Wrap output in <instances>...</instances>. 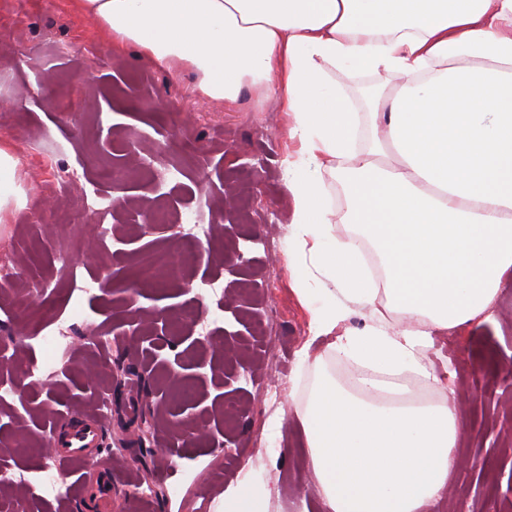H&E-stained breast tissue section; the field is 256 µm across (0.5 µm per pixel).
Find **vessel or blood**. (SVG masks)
<instances>
[{"label": "vessel or blood", "instance_id": "vessel-or-blood-1", "mask_svg": "<svg viewBox=\"0 0 512 512\" xmlns=\"http://www.w3.org/2000/svg\"><path fill=\"white\" fill-rule=\"evenodd\" d=\"M106 425L102 418L93 423L78 426L65 438L55 440L56 455L60 465L68 472L75 473L88 461H96L99 479L94 495L101 503L102 512L112 509V457L102 450V436Z\"/></svg>", "mask_w": 512, "mask_h": 512}]
</instances>
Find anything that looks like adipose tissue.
<instances>
[{
    "instance_id": "ef3b65f1",
    "label": "adipose tissue",
    "mask_w": 512,
    "mask_h": 512,
    "mask_svg": "<svg viewBox=\"0 0 512 512\" xmlns=\"http://www.w3.org/2000/svg\"><path fill=\"white\" fill-rule=\"evenodd\" d=\"M106 44L195 76L236 103L277 94L292 287L312 336L362 366L344 387L318 372L302 414L309 475L327 512H423L458 465L447 402H384L398 378L435 381L433 333L479 321L512 269V0H71ZM331 66L383 70L399 87L369 120L395 162L356 151L360 115ZM343 170L354 234L332 224L325 171ZM369 311L343 328L349 303ZM402 321L392 331L390 319Z\"/></svg>"
}]
</instances>
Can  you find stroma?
I'll return each mask as SVG.
<instances>
[{
	"label": "stroma",
	"mask_w": 512,
	"mask_h": 512,
	"mask_svg": "<svg viewBox=\"0 0 512 512\" xmlns=\"http://www.w3.org/2000/svg\"><path fill=\"white\" fill-rule=\"evenodd\" d=\"M327 74L362 112L400 83ZM193 83L109 49L69 0H0V143L13 146L27 196L0 219V258L16 269L0 292L5 512H92L83 481L44 449L94 411L118 461L112 512H224L225 486L247 474L267 512H324L300 422L316 373L300 352L339 379L354 366L311 336L291 287L289 120L276 97L248 89L227 106ZM67 171L78 187L57 194ZM160 203L200 226L194 263L163 288L142 266L175 255L180 236L140 217ZM63 208L86 216L61 234ZM95 278L110 284L77 290ZM187 307L195 320L179 322ZM62 328V348L45 345ZM425 360L438 377L430 391L463 428V465L427 512H512V280L491 321L433 334ZM217 470L223 483L197 495Z\"/></svg>",
	"instance_id": "stroma-1"
}]
</instances>
